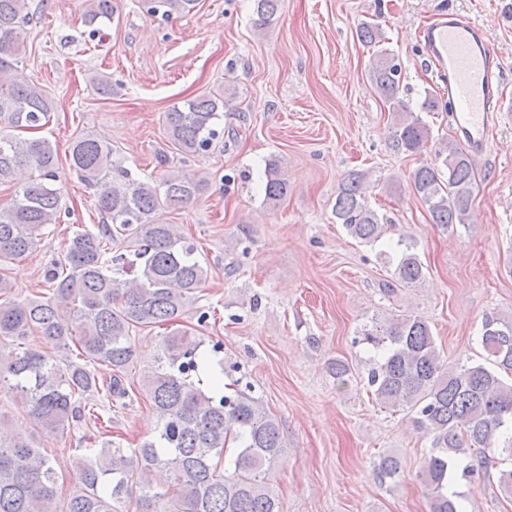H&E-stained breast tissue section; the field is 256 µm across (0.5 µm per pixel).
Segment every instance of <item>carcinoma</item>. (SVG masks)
<instances>
[{
	"instance_id": "obj_1",
	"label": "carcinoma",
	"mask_w": 512,
	"mask_h": 512,
	"mask_svg": "<svg viewBox=\"0 0 512 512\" xmlns=\"http://www.w3.org/2000/svg\"><path fill=\"white\" fill-rule=\"evenodd\" d=\"M198 0H141L147 15L165 21L195 11ZM279 0H256L255 26L273 20ZM27 0H0V184L17 172L31 171L0 205V393L37 422L27 428L0 417V512H281L272 473L286 452L277 418L259 401L236 388L201 387L202 340L180 319L209 312L195 307L207 279L196 248L180 225L160 221L161 212L196 200L205 180L169 174L157 183L132 176L114 157L112 146L88 134L70 145L69 159L84 184L94 190L100 214L97 230L74 234L64 258L45 273L48 295L18 299L4 266L36 250L43 230L60 218L58 154L44 137L22 138L47 125L54 100L19 68L27 23ZM113 0H86L85 21L112 22ZM360 39L374 46L383 34L365 23ZM370 80L394 116L395 148L418 155L431 137L429 126L400 97L395 58L377 52ZM223 94L186 99L164 113L169 143L181 153L208 151L224 139ZM364 175L353 172L341 182L333 215L355 240L373 245L390 225L362 191ZM476 186L474 164L454 143L414 173L411 188L433 223L463 224ZM264 203L277 207L289 191L280 161L268 163ZM393 280L412 287L425 273L414 245L401 239L391 259ZM171 327L159 341L154 366L139 382L157 418V427L140 447L124 450L112 441L84 449L79 481L61 499L57 476L35 433L64 432L84 416L82 396L103 394L107 402L125 398L136 362L134 335L148 328ZM358 342L375 352L366 363V386L378 403L403 411L431 437L419 477L428 491L430 512H462L449 492L460 478L469 480L475 465L467 459L512 457L499 447V435L512 426V383L496 369L512 371V319L488 316L482 323V360L456 368L436 345L431 327L418 315L371 319ZM77 345L76 359L60 362L48 348ZM104 367V377L99 367ZM400 462L380 459L376 477L395 482Z\"/></svg>"
}]
</instances>
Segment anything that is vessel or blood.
<instances>
[{"label":"vessel or blood","instance_id":"obj_1","mask_svg":"<svg viewBox=\"0 0 512 512\" xmlns=\"http://www.w3.org/2000/svg\"><path fill=\"white\" fill-rule=\"evenodd\" d=\"M419 41L446 92L458 143L470 157L483 158L503 98L496 51L479 25L456 12L432 17L420 28Z\"/></svg>","mask_w":512,"mask_h":512}]
</instances>
